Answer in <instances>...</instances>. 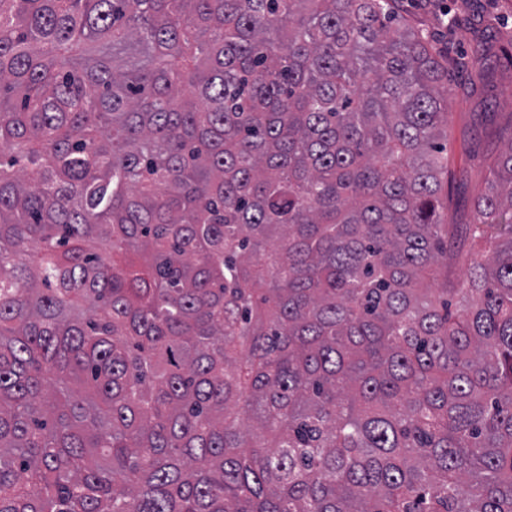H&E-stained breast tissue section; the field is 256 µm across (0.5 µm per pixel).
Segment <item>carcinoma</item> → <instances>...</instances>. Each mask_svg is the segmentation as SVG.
Here are the masks:
<instances>
[{"mask_svg": "<svg viewBox=\"0 0 512 512\" xmlns=\"http://www.w3.org/2000/svg\"><path fill=\"white\" fill-rule=\"evenodd\" d=\"M396 3L0 0V512H512V113L453 223Z\"/></svg>", "mask_w": 512, "mask_h": 512, "instance_id": "1", "label": "carcinoma"}]
</instances>
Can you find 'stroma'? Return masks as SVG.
Returning <instances> with one entry per match:
<instances>
[{"mask_svg":"<svg viewBox=\"0 0 512 512\" xmlns=\"http://www.w3.org/2000/svg\"><path fill=\"white\" fill-rule=\"evenodd\" d=\"M409 26L421 30L441 54L466 59L450 70L453 97L448 106V158L457 222L471 214V190L488 175L485 158L500 153L503 141L486 119L510 112L504 98L512 91V69L498 60L499 45L512 35V0H400Z\"/></svg>","mask_w":512,"mask_h":512,"instance_id":"1","label":"stroma"}]
</instances>
